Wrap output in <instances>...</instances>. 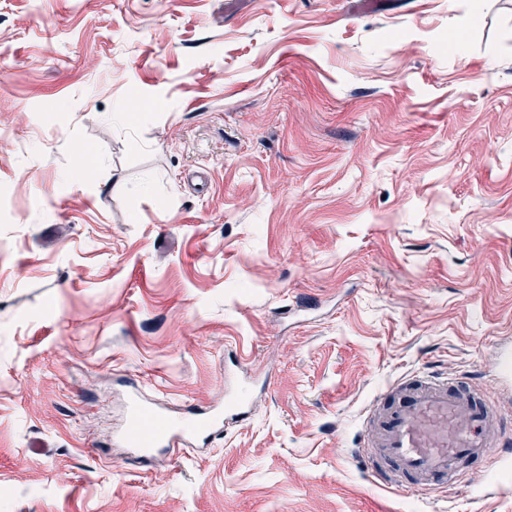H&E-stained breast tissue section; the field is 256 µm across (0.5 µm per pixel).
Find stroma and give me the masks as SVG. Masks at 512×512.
<instances>
[{
	"mask_svg": "<svg viewBox=\"0 0 512 512\" xmlns=\"http://www.w3.org/2000/svg\"><path fill=\"white\" fill-rule=\"evenodd\" d=\"M512 0H0V512H512L361 425L466 377L512 420ZM251 419L134 464L133 387Z\"/></svg>",
	"mask_w": 512,
	"mask_h": 512,
	"instance_id": "stroma-1",
	"label": "stroma"
}]
</instances>
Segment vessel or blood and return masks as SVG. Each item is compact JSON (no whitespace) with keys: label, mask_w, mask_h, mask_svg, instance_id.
Wrapping results in <instances>:
<instances>
[{"label":"vessel or blood","mask_w":512,"mask_h":512,"mask_svg":"<svg viewBox=\"0 0 512 512\" xmlns=\"http://www.w3.org/2000/svg\"><path fill=\"white\" fill-rule=\"evenodd\" d=\"M157 410L141 393L130 399L131 427L124 436L141 461L155 448L176 447L179 441L208 440L227 422L249 418L246 389L229 395L225 408L207 414L188 412L179 420L150 422ZM498 405L466 381L447 377L404 378L387 388L363 421L361 448L373 462L376 482L403 494L447 488L463 476L470 463L490 457L493 439L502 435Z\"/></svg>","instance_id":"b4317fda"}]
</instances>
